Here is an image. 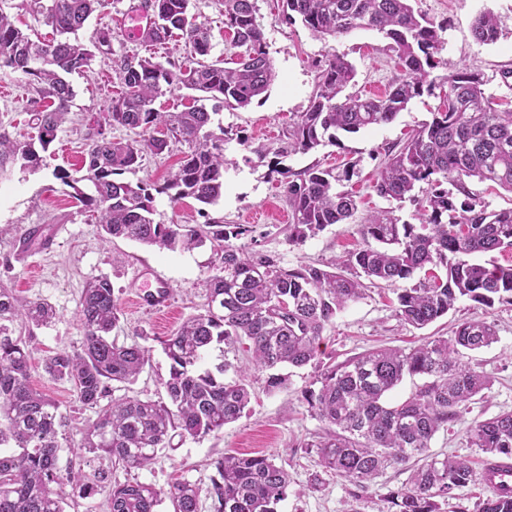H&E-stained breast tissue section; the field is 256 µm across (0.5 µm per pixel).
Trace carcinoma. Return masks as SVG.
I'll use <instances>...</instances> for the list:
<instances>
[{
	"instance_id": "obj_1",
	"label": "carcinoma",
	"mask_w": 512,
	"mask_h": 512,
	"mask_svg": "<svg viewBox=\"0 0 512 512\" xmlns=\"http://www.w3.org/2000/svg\"><path fill=\"white\" fill-rule=\"evenodd\" d=\"M105 0H30L52 31L48 40L33 39L0 11V67L26 75L42 104L31 110L37 141H16L0 133V172L13 165L36 169L39 150H47L65 122L74 91L66 76L90 67L95 53H112V32L102 31L93 47L77 32ZM284 18L296 20L314 35L341 38L356 30H375L391 40L401 69L382 96L348 91L356 69L343 55L327 57L306 111L288 126L287 146L278 155L309 153L339 144V134L389 124L411 100L425 93L440 104L388 158L374 188L389 202L417 201V224L399 223L393 210H382L361 225L365 246L327 270L315 265L281 266L274 255L248 252L231 240L249 233L242 224H157L154 194L173 204L192 198L215 203L224 186V139L206 130L214 107L246 108L265 94L277 78L256 0H221L224 29L231 36L227 55L209 62L210 29L191 14V0H145L151 22L141 40L164 45L183 40L188 55L176 70L154 57L124 60L121 89L108 110L91 116L95 139L84 163L85 174L64 168L56 179L73 190V198L96 214L102 237L122 238L166 250H193L206 244L215 255L214 273L202 283L206 309L184 320L162 341L170 360L163 382L168 402L140 399L101 401L109 382L129 383L148 361V351L110 340L119 323V303L112 282L99 278L84 288L77 318L84 341L75 352L60 350L45 359L53 377L73 383L78 401L97 409L94 421L80 431L79 447L112 464L145 468L158 450L170 444L171 432L199 438L239 420L251 401L247 376L226 378L231 364L203 366L220 345L240 347L255 365L270 371L267 386L279 389L287 377L279 369L313 361L325 329L345 305L380 282H395L425 271V281L397 295L395 313L406 325L422 329L448 314L466 298L486 307L512 305V264L477 263L475 254L512 249V208L489 210L473 201L465 180L490 181L512 192V95L485 94L479 74L461 68L436 79L435 55L443 28L415 10L411 0H284ZM478 45L498 41L500 20L480 13L473 29ZM186 87L200 93L178 112H161L155 102ZM141 130L142 141L109 138L105 129ZM157 128L162 137L148 135ZM188 150L163 183L113 180L140 167L149 150L168 144ZM291 212L290 242L300 245L331 224L354 216L357 200L344 183L354 167L342 171L312 166L290 178L276 168ZM421 192L418 199L415 192ZM464 200H459L458 195ZM41 301L21 302L0 284V512H64L66 487L80 481L72 468L59 466L57 436L66 416L29 384L31 351L15 334L14 322L39 327L55 318ZM493 324L462 320L453 336H438L406 349L369 350L321 370L319 388L304 391L313 416L327 426L325 435L303 444L316 449L320 465L359 487L385 469L411 465L408 482L387 493L393 512H512V488L469 503L459 494L480 481L464 460L429 452L433 436L448 430L461 410L488 389L490 379L463 362V352L496 342ZM424 377L411 395L392 403L389 394L405 377ZM470 445L483 459L512 457V411L477 422L468 431ZM217 478L208 491L212 512H277L288 496V472L267 455L227 454L215 464ZM110 512H156L167 497L170 512H200V488L177 481L162 492L150 484H114L106 472L97 476Z\"/></svg>"
}]
</instances>
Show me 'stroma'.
<instances>
[{"instance_id":"1","label":"stroma","mask_w":512,"mask_h":512,"mask_svg":"<svg viewBox=\"0 0 512 512\" xmlns=\"http://www.w3.org/2000/svg\"><path fill=\"white\" fill-rule=\"evenodd\" d=\"M143 0H107L79 30L78 37L92 45L100 30L111 28L112 53L95 57L90 69L72 75L75 96L70 115L57 132L40 168H13L0 176V283L12 288L24 301H46L56 309L52 323L39 328H22L30 337L31 386L56 401L69 424L60 430L61 466H69L86 476L95 470H110L118 483H145L168 488L187 480L208 490L216 475L214 463L227 453L271 455L291 478L287 498L278 512H391L384 496L389 489L405 483L408 474L399 467L387 468L367 489L325 471L307 442L323 431L322 423L309 412L304 392L319 367L345 361L379 347L407 349L428 336H451L462 319H484L495 323L498 340L491 347L470 354L469 363L491 380L481 398L462 410L450 430L437 433L430 450L457 456L480 466L482 454L469 447L467 430L475 422L512 410V305L484 307L459 300L448 314L423 329L405 326L395 314L396 287L380 286L349 302L324 331L320 354L303 368L288 369V380L268 391L265 371L253 369L244 351L225 348L212 351L207 363H231L250 372L251 402L245 415L224 430L192 439L173 435L169 447L160 449L151 465L142 469L112 466L106 459L80 450L81 428L96 417L94 409L82 405L71 383L53 378L43 369L47 355L59 350L74 352L83 342L77 319L82 290L89 282L106 277L112 282L121 308L120 322L112 336L120 344H139L150 358L141 373L129 383L114 382V398L164 401L163 381L169 360L161 341L186 318L203 311L206 304L201 286L213 272L209 247L193 251H169L116 239L104 242L100 228L90 214L71 198L70 190L55 179V168H80L90 141L88 123L92 114L105 111L120 90V68L125 58L152 56L161 62L182 64L187 56L184 43L173 39L162 46L149 47L127 37L118 26L119 17L130 5ZM415 9L443 25V47L437 58L436 75L443 76L468 66L480 74L484 90L505 94L502 72L512 69V0H413ZM267 51L277 78L265 96L248 108L223 109L213 114L209 126L224 138V192L218 201L202 205L192 199L171 204L167 196L154 200V221L158 224H246L250 235L239 239L246 250H259L279 257L282 265L297 268L305 264L325 266L364 244L360 227L374 212L390 208L378 197L373 182L385 154L395 151L409 132L430 120L438 104L432 95L413 99L389 124L342 136L339 145L326 146L307 154L291 153L280 158L276 150L286 139L288 124L306 111L316 87L325 55L345 56L357 70V87L369 94H384L398 71L397 60L387 49L383 34L358 30L342 38L320 39L301 23H288L282 15L281 0H257ZM500 18L503 34L490 45H478L471 34L475 18L484 10ZM17 89L9 99L0 98V132L13 138L28 135L29 113L38 99L26 76L0 67V84ZM355 162L357 174L352 187L359 202L353 219L333 224L304 244L288 240V201L277 167L300 172L313 165L339 167ZM43 227L49 242L22 250L20 234L28 228ZM157 273L170 292V306L158 312L139 305L136 295L141 271Z\"/></svg>"}]
</instances>
